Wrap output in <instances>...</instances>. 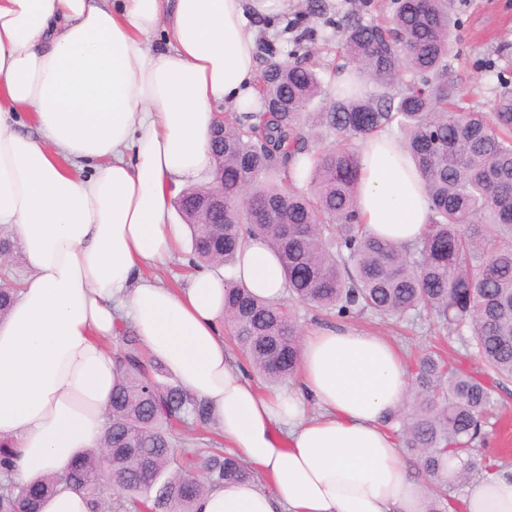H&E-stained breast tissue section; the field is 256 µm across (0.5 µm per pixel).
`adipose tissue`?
<instances>
[{
  "label": "adipose tissue",
  "instance_id": "adipose-tissue-1",
  "mask_svg": "<svg viewBox=\"0 0 512 512\" xmlns=\"http://www.w3.org/2000/svg\"><path fill=\"white\" fill-rule=\"evenodd\" d=\"M286 2L0 0V229L31 269L0 321V438L19 451L15 481L97 447L119 380L108 343L125 325L208 402L226 450L256 475L209 488L195 512H424L388 427L409 386L391 342L317 328L295 387L267 396L227 351L224 293L232 282L285 296L269 246L251 242L229 281L200 271L169 288L144 274L186 232L170 221L172 189L214 175L218 106L245 112L257 97L251 16ZM161 25L168 44L151 47ZM20 109L37 135L17 130ZM358 152L361 222L417 243L423 177L388 132ZM446 509L512 512V466L474 477Z\"/></svg>",
  "mask_w": 512,
  "mask_h": 512
}]
</instances>
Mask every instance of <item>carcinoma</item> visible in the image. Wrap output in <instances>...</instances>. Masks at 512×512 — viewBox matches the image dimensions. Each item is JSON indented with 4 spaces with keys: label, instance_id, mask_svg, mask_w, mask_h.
Masks as SVG:
<instances>
[{
    "label": "carcinoma",
    "instance_id": "obj_1",
    "mask_svg": "<svg viewBox=\"0 0 512 512\" xmlns=\"http://www.w3.org/2000/svg\"><path fill=\"white\" fill-rule=\"evenodd\" d=\"M349 63L374 82L364 96L349 86L319 112L318 73L279 62L258 77L259 112L225 115L211 138L215 177L180 192L194 268L233 265L251 238L268 242L284 270L287 298L270 301L231 285L224 322L256 375L275 382L295 374L301 332L292 306L339 319L414 312L459 335L481 363L473 372L432 352L414 368L411 412L399 430L417 454L429 492L427 512L472 476L496 468L485 441L496 380L512 379V90L484 112L459 102L462 78L446 59L455 20L450 0H396L388 24L353 16L344 24ZM419 83L399 87L403 74ZM397 128L430 201L428 231L413 248L369 234L358 218V143ZM326 130L348 146L308 144ZM305 166L277 181L280 167ZM224 188V212L207 200ZM17 289L3 270L0 319ZM108 427L100 447L83 452L62 475L0 484V512H41L61 481L82 493L89 512H194L209 486L253 473L220 448H178L174 429L207 428V403L157 380L161 363L124 327ZM17 449L0 442V471Z\"/></svg>",
    "mask_w": 512,
    "mask_h": 512
}]
</instances>
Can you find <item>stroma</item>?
<instances>
[{"mask_svg":"<svg viewBox=\"0 0 512 512\" xmlns=\"http://www.w3.org/2000/svg\"><path fill=\"white\" fill-rule=\"evenodd\" d=\"M308 3L288 0L287 8L257 18L258 59L264 66L274 60L300 61L313 54L324 87L323 95L313 103L319 109L335 99L336 76L348 66L341 20L358 14L366 21L386 22L392 16V5L390 0H318L317 13L310 15ZM453 11L459 25L448 64L462 77L459 96L463 103L491 111L503 81L512 82V0H453ZM298 17L313 32L312 39L300 46L295 43V30L288 27ZM349 325L386 337L411 367L429 351L473 370L480 367L477 359L468 357L458 336L413 314L385 320L355 318ZM494 402L499 422L486 451L498 457L500 465H512V380L495 388Z\"/></svg>","mask_w":512,"mask_h":512,"instance_id":"stroma-1","label":"stroma"}]
</instances>
